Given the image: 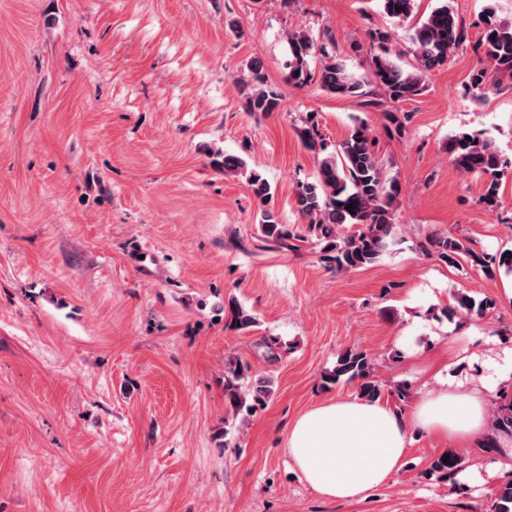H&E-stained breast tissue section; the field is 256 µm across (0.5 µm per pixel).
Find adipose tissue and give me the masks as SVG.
Masks as SVG:
<instances>
[{
  "label": "adipose tissue",
  "mask_w": 512,
  "mask_h": 512,
  "mask_svg": "<svg viewBox=\"0 0 512 512\" xmlns=\"http://www.w3.org/2000/svg\"><path fill=\"white\" fill-rule=\"evenodd\" d=\"M437 383L411 412L381 400H327L299 416L289 427L286 450L305 482L320 495L340 502L361 500L388 483L420 428L447 440L451 448L496 447L502 442L490 424L489 396L499 382L512 379V353L495 367V379L448 384L445 358L425 370Z\"/></svg>",
  "instance_id": "adipose-tissue-1"
}]
</instances>
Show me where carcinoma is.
Segmentation results:
<instances>
[{"mask_svg":"<svg viewBox=\"0 0 512 512\" xmlns=\"http://www.w3.org/2000/svg\"><path fill=\"white\" fill-rule=\"evenodd\" d=\"M388 16L405 20L415 10L416 0H379ZM481 31L474 50L482 55L492 69L501 76L512 78V21L504 20L491 10L486 11L479 24ZM468 35L458 23L451 0H437V4L416 23L412 37L416 64L404 68L390 56L386 47L378 46L371 55V75L377 86L393 101L408 100L424 88L422 75L441 68L455 49L466 42ZM292 58L288 62V82L296 86L316 83L336 96L361 97L365 82L353 76L344 61L335 55L324 57L319 69L312 70L309 59L316 55L318 46L305 31L288 35ZM249 79L241 83L240 94L244 109L251 113L268 115L282 108V95L267 83L263 64L254 59L248 65ZM305 147L317 155L318 168L313 182L296 187L298 214L305 221V230L298 224H283L269 203L271 185L259 173L247 170L246 161L236 155L225 154L214 161L226 175H245L251 191L260 205L259 234L266 243L291 250L299 244L312 241L320 246V258L326 266L338 273H347L376 262L396 241L394 203L398 195L396 182L386 175L385 165L372 150L371 129L363 122L353 126L347 138L333 152H327L315 127L300 131ZM448 155L459 171L482 178V193L478 202L494 211L500 206V174L507 163L498 148L489 139L480 140L461 132L448 139ZM354 209L347 210L348 205ZM422 250L452 268L462 267L469 259L487 267L497 265L505 274H512V254L503 250L490 258L477 254L456 238L434 236L421 243ZM491 302L476 301L461 294L456 304L446 313L459 310L479 315L486 313ZM229 322L238 329L258 324V319L234 301L220 307ZM246 378L242 361L230 356L225 360L224 397L234 411L252 410L266 402L273 392L270 378L259 379L248 390H243ZM330 383H354L357 394L376 399L382 387L375 376L373 361L366 353L346 350L339 354L335 368L325 376ZM449 461L439 456L430 463L428 473L453 480L460 460L452 452ZM494 512H512V480L499 489Z\"/></svg>","mask_w":512,"mask_h":512,"instance_id":"obj_1","label":"carcinoma"}]
</instances>
